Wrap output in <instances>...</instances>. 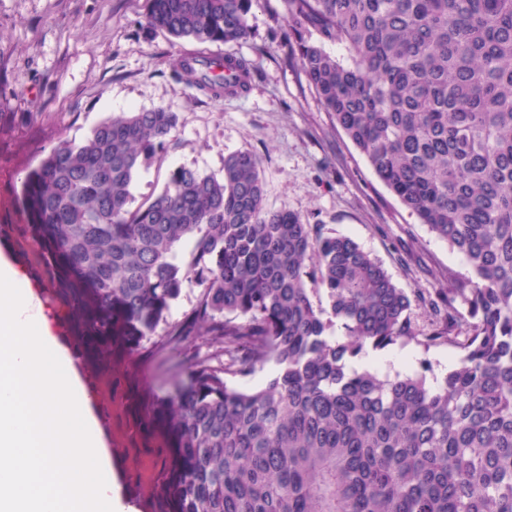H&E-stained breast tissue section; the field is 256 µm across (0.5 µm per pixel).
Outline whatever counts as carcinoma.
I'll return each mask as SVG.
<instances>
[{"instance_id":"obj_1","label":"carcinoma","mask_w":512,"mask_h":512,"mask_svg":"<svg viewBox=\"0 0 512 512\" xmlns=\"http://www.w3.org/2000/svg\"><path fill=\"white\" fill-rule=\"evenodd\" d=\"M257 2L145 0L143 22L239 42ZM282 4L284 47L336 126L471 275L406 292L351 238L267 208L250 151L219 175L173 168L132 206L135 175L175 141L163 106L58 141L17 202L76 325L109 356L195 344L140 421L163 451L152 512H512V0ZM175 74L220 99L255 70L197 50ZM189 281L195 303L171 322ZM399 342L420 352L412 374L351 366ZM442 347L459 362L432 381ZM267 365L264 386L231 384Z\"/></svg>"}]
</instances>
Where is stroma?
Returning <instances> with one entry per match:
<instances>
[{"label":"stroma","instance_id":"1","mask_svg":"<svg viewBox=\"0 0 512 512\" xmlns=\"http://www.w3.org/2000/svg\"><path fill=\"white\" fill-rule=\"evenodd\" d=\"M142 13L143 0H0V76L8 83L0 112L39 115L36 123L0 131V225L14 228L0 238V258L41 297L43 318L62 343L79 346L70 309L34 256L19 252L23 216L13 186L59 139H82L107 116L131 109L163 106L179 119L176 147L135 176V202L159 193L174 167L218 174L226 155L249 150L261 159L268 208L351 237L407 292L437 287L450 270L468 275L465 258L397 200L325 111L282 45V0H259L249 39L206 46L209 55L243 56L257 67L247 96L219 100L176 77L181 46L147 32ZM186 351L116 354L108 372L75 361L111 452L113 489L131 494L135 512L150 506L132 475L134 459L155 451L153 438L135 426V406L170 390L171 367Z\"/></svg>","mask_w":512,"mask_h":512}]
</instances>
